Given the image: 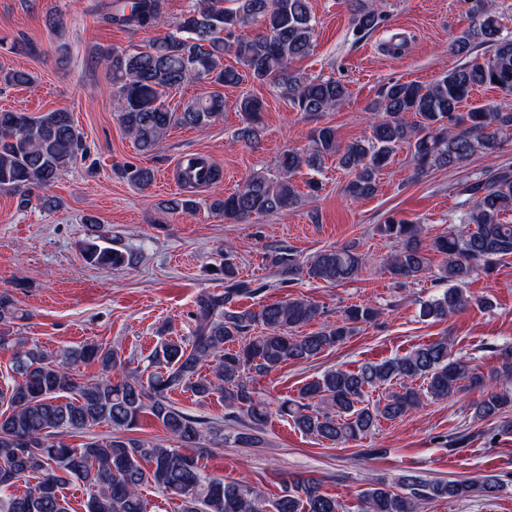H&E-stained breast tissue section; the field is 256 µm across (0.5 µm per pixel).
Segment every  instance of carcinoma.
<instances>
[{"mask_svg": "<svg viewBox=\"0 0 512 512\" xmlns=\"http://www.w3.org/2000/svg\"><path fill=\"white\" fill-rule=\"evenodd\" d=\"M198 0L195 8L178 19L172 31L131 51L112 49L100 60L110 75L117 119L139 151L156 150L167 130L188 126L209 129L224 116L222 87H234L251 78L269 82L280 97L308 115L334 111L348 90L336 78H308L293 68L314 47L316 18L309 0ZM106 20L125 28H149L159 18L161 0H112ZM472 24L452 44L459 55L479 46L482 59L467 61L427 85L388 82L370 104L374 113L367 138L342 143L336 128H315L309 146L288 149L279 157L274 174L257 173L235 192L208 204L214 213L233 223L253 215L288 211L301 203L294 177L304 167L321 172L334 159L350 175L347 196L365 198L377 191V179L392 155L410 149L417 173L460 167L475 153L503 150V134L512 128V33L488 0H472ZM382 4L354 0V30L367 34L385 21ZM261 23L263 32L249 36L246 29ZM231 56L236 65H225ZM192 80L214 90L170 107L168 98ZM501 94L494 105H470L462 111L476 87ZM244 126L238 139L255 144L263 130L265 105L261 98L244 94L237 104ZM415 116L408 122L406 114ZM84 134L69 112L54 110L32 116L0 111V192L10 191L31 202L36 191L58 182L83 153ZM130 184L146 188L152 170L128 165L122 170ZM221 170L200 156L185 159L181 179L186 184H213ZM460 227L436 237L433 249L444 257L435 280L448 284L438 296L421 304L420 315L448 319L471 305L462 285L496 261L512 258V167L485 172L458 191ZM395 243L384 263L386 272L402 284L431 272L421 246L423 227L414 221L390 220L378 227ZM84 261L95 267L124 268L134 255L104 233L87 238L81 246ZM232 247L224 254V291L200 294L189 337H168L150 355L152 372L147 381L123 370L119 350L102 343L61 349L53 356L38 346L12 340L0 331V347L14 344L10 383L0 388V493L23 478L36 483L22 495L0 497V512H70L63 494L73 480L90 490L87 512H148L141 488L149 484L182 500L184 512H339L336 498L321 491L311 477H295L284 492L268 502L257 488L226 483L203 473L199 456L203 442L224 444V423L207 421L175 407L168 393L185 389L200 399L217 396L234 423L248 419L233 436V443L253 447L269 411L257 399L253 373H267L291 362H305L336 347L362 323L377 320L380 311L370 303L343 309L333 326L306 334L302 326L321 315L304 298L263 304L257 309L236 306L253 292L250 282L238 279ZM367 263L358 245L349 243L316 253L303 262L288 251L272 256L281 276L308 277L336 284L353 279ZM15 299L0 292V326L14 319ZM259 334H252L253 330ZM93 361L100 373L80 378L78 364ZM209 370L202 371V368ZM420 379L422 387L411 382ZM397 381L402 391L384 403H364L367 391ZM512 381V348L500 352L498 365L478 373L469 362L452 355L451 343L438 339L419 345L401 357L380 363L365 362L354 370L330 369L308 382L296 399L281 402L279 412L305 435L335 445L368 437L381 420L395 421L426 401L447 402L463 390L480 387L483 395L471 405L472 417L497 423V431L512 432L507 409L512 391L497 384ZM161 422L164 441L128 436L141 416ZM105 423L112 435L90 439L80 447L64 441L70 434L90 431ZM406 489L397 493L379 481L360 493L362 512H418L437 499L454 501L491 498L503 486L496 474L464 480L429 481L414 473L399 479Z\"/></svg>", "mask_w": 512, "mask_h": 512, "instance_id": "carcinoma-1", "label": "carcinoma"}]
</instances>
